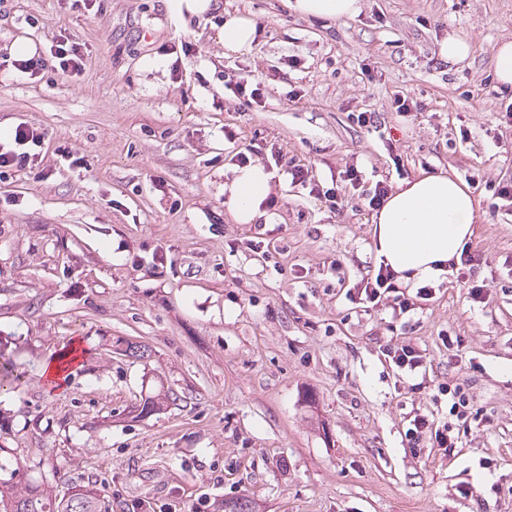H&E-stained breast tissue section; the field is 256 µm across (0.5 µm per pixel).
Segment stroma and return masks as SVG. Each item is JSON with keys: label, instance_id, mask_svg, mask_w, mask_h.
I'll return each mask as SVG.
<instances>
[{"label": "stroma", "instance_id": "35a3bbf8", "mask_svg": "<svg viewBox=\"0 0 512 512\" xmlns=\"http://www.w3.org/2000/svg\"><path fill=\"white\" fill-rule=\"evenodd\" d=\"M216 2L181 19L167 0L0 9V59L23 42L45 61L32 76L0 70V133L24 123L46 134L41 166L0 179V332L28 342L0 381V414L19 428L9 446L27 465L58 466L59 487L103 488L112 512L143 500L150 512H217L245 495L261 512H512V223L492 215L485 189L512 175V132L496 136L494 122L512 97L493 72L512 41V0H359L358 15L338 20L286 0ZM230 14L255 26L235 53L222 40ZM63 37L87 58L80 75L52 59ZM449 37L469 43L466 59L441 56ZM237 68L267 84L264 108L225 91ZM292 87L304 98L288 101ZM396 91L421 114L399 117ZM364 110L379 132L353 124ZM265 141L311 162L327 188L355 161L395 186L430 173L479 181L469 249L490 261L472 278L493 302H472L451 273L434 280L412 335L425 385L381 362L379 342L401 339L400 327L352 308L329 269L340 262L357 279L375 262L372 212L339 215L288 186L269 218L271 258L247 248L253 226L224 187L234 151ZM60 146L83 166H58ZM155 252L163 272L130 266ZM445 334L460 346L446 348ZM116 336L148 343L152 358L112 360ZM69 343L84 348V369L56 388L43 370ZM451 378L486 426L462 434L454 457L410 456L415 411L448 421L432 396ZM170 389L178 405L131 421V404ZM27 415L49 431L23 429ZM460 483L478 499L458 497Z\"/></svg>", "mask_w": 512, "mask_h": 512}]
</instances>
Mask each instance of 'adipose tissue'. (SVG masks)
I'll return each mask as SVG.
<instances>
[{
	"mask_svg": "<svg viewBox=\"0 0 512 512\" xmlns=\"http://www.w3.org/2000/svg\"><path fill=\"white\" fill-rule=\"evenodd\" d=\"M271 175L250 165L236 170L228 204L236 218L260 216ZM475 206L469 187L443 174L406 182L375 216L376 255L404 282L438 278L473 237Z\"/></svg>",
	"mask_w": 512,
	"mask_h": 512,
	"instance_id": "1",
	"label": "adipose tissue"
}]
</instances>
